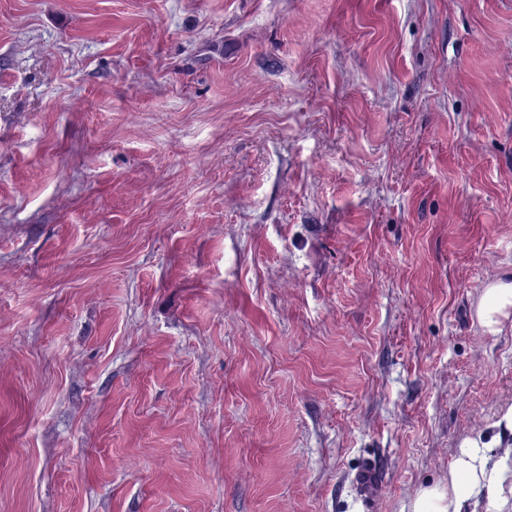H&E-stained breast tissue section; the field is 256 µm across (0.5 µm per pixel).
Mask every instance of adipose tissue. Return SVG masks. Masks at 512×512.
<instances>
[{
    "label": "adipose tissue",
    "mask_w": 512,
    "mask_h": 512,
    "mask_svg": "<svg viewBox=\"0 0 512 512\" xmlns=\"http://www.w3.org/2000/svg\"><path fill=\"white\" fill-rule=\"evenodd\" d=\"M479 326L486 332H500L512 318V282L499 280L484 288L476 307ZM512 499V448L496 463L478 453L462 449L448 465V481L421 489L412 512H465L467 505L487 504L501 512Z\"/></svg>",
    "instance_id": "obj_1"
}]
</instances>
